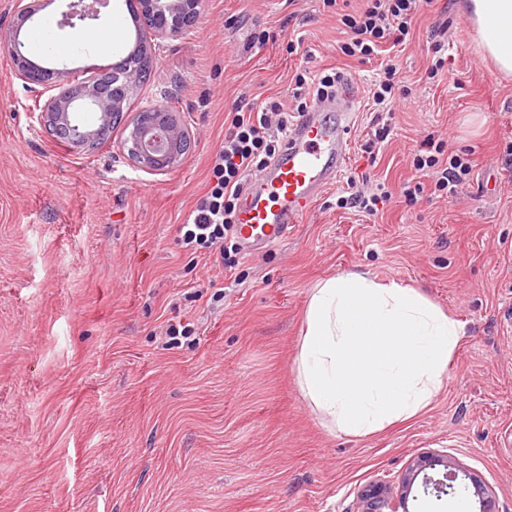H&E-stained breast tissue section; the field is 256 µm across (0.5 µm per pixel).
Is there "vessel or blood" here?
<instances>
[{"label": "vessel or blood", "mask_w": 512, "mask_h": 512, "mask_svg": "<svg viewBox=\"0 0 512 512\" xmlns=\"http://www.w3.org/2000/svg\"><path fill=\"white\" fill-rule=\"evenodd\" d=\"M357 99L351 80L312 102L279 151L243 186L234 226L240 250L253 255L288 239L313 205L341 179Z\"/></svg>", "instance_id": "b4317fda"}]
</instances>
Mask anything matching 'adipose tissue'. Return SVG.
I'll list each match as a JSON object with an SVG mask.
<instances>
[{
  "label": "adipose tissue",
  "instance_id": "obj_1",
  "mask_svg": "<svg viewBox=\"0 0 512 512\" xmlns=\"http://www.w3.org/2000/svg\"><path fill=\"white\" fill-rule=\"evenodd\" d=\"M462 10L484 54L512 74V0H463ZM460 336L459 323L417 289L343 272L310 291L299 384L332 426L367 436L432 403Z\"/></svg>",
  "mask_w": 512,
  "mask_h": 512
}]
</instances>
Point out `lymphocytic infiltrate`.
Returning a JSON list of instances; mask_svg holds the SVG:
<instances>
[{
	"instance_id": "f902f5d3",
	"label": "lymphocytic infiltrate",
	"mask_w": 512,
	"mask_h": 512,
	"mask_svg": "<svg viewBox=\"0 0 512 512\" xmlns=\"http://www.w3.org/2000/svg\"><path fill=\"white\" fill-rule=\"evenodd\" d=\"M423 2L367 0L362 12L340 14V22L350 33L340 46L341 53L366 59L385 42L404 43ZM340 79V73L332 69L317 73L300 70L293 76L292 106L271 100L230 113L224 140L211 159L208 189L179 227L183 248L199 255L217 253L228 269L238 265L240 250L233 226L243 183L276 153L296 114L303 112L315 96L334 89ZM444 148V142L425 136L412 164L415 171L431 180L435 191L453 197L466 184L471 164L457 155L445 156Z\"/></svg>"
}]
</instances>
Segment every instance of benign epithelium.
Returning <instances> with one entry per match:
<instances>
[{"mask_svg": "<svg viewBox=\"0 0 512 512\" xmlns=\"http://www.w3.org/2000/svg\"><path fill=\"white\" fill-rule=\"evenodd\" d=\"M136 15L147 26L150 39H162L190 27L199 16L201 0H134ZM41 7L39 0H13V21L0 30V44L13 57V76L36 99L37 119L48 128L59 130L64 140L78 148L97 139L99 131L112 124L125 112L129 93L141 82L136 63L130 54L113 64L112 87L105 88L93 79L73 84L71 69L40 65L25 55L20 39L23 26L33 20ZM99 11L84 0H73L65 13L63 25L72 27L74 20L96 19ZM92 112L96 127L80 122L77 115ZM190 140V131L177 119L146 127L136 122L130 131L128 154L138 168L156 172L181 158L178 145ZM470 480L478 498L479 512H496L491 490L470 473L459 468L446 454L430 453L415 459L404 474L398 488L377 484L360 494V512H410L409 496L416 481L422 492L438 500L456 493L458 482Z\"/></svg>", "mask_w": 512, "mask_h": 512, "instance_id": "benign-epithelium-1", "label": "benign epithelium"}]
</instances>
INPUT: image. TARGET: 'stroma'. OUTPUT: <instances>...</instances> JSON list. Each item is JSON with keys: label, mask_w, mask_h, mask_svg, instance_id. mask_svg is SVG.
Returning a JSON list of instances; mask_svg holds the SVG:
<instances>
[{"label": "stroma", "mask_w": 512, "mask_h": 512, "mask_svg": "<svg viewBox=\"0 0 512 512\" xmlns=\"http://www.w3.org/2000/svg\"><path fill=\"white\" fill-rule=\"evenodd\" d=\"M50 0L36 61L85 75L135 46L126 25L104 51L62 27ZM461 0L424 5L406 44L360 60L322 0H202L194 27L149 47L153 71L111 141L79 152L53 139L0 46V512H357L367 486L398 484L445 453L512 512V77L478 49ZM296 49H289V41ZM445 66L429 76L433 45ZM394 65L411 88L376 159L370 81ZM351 77L344 176L384 183L378 215L327 190L287 241L224 269L178 229L206 190L236 106L290 101L296 70ZM162 106L192 132L167 171L127 158L139 112ZM470 154L453 198L416 199L427 134ZM417 288L462 336L431 406L369 436L340 432L304 397L296 370L310 288L342 272ZM190 326L186 338L170 328Z\"/></svg>", "instance_id": "obj_1"}]
</instances>
